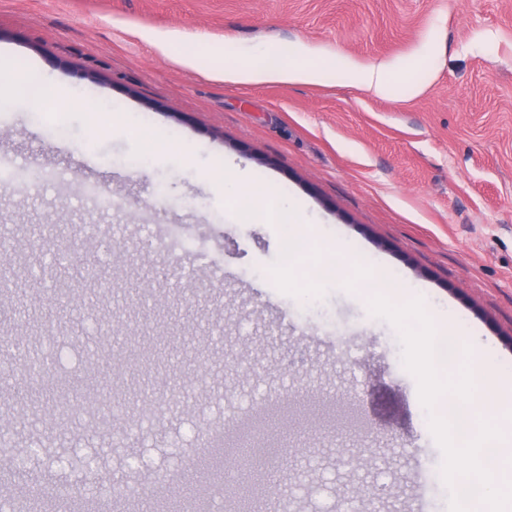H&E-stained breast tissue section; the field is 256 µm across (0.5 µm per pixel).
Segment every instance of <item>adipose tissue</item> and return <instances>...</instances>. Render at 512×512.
<instances>
[{"label":"adipose tissue","instance_id":"1","mask_svg":"<svg viewBox=\"0 0 512 512\" xmlns=\"http://www.w3.org/2000/svg\"><path fill=\"white\" fill-rule=\"evenodd\" d=\"M150 42L164 55L191 71L213 69L220 65L224 76L238 83L258 84L266 82H304L317 84L325 75L324 64L310 59L301 47H293L287 60L271 62L270 47L253 50L250 59L239 60L225 54L219 44L184 43L173 36H154Z\"/></svg>","mask_w":512,"mask_h":512}]
</instances>
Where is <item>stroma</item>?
Returning a JSON list of instances; mask_svg holds the SVG:
<instances>
[{
  "mask_svg": "<svg viewBox=\"0 0 512 512\" xmlns=\"http://www.w3.org/2000/svg\"><path fill=\"white\" fill-rule=\"evenodd\" d=\"M158 33L386 63L392 91L338 69L320 84H236L162 55L147 40ZM30 64L47 93L86 109L44 124L14 94ZM0 98V168L17 172L0 181V237L33 258L55 224L72 245L48 257L58 278L13 267L0 337L49 355L52 321L83 340L69 376L106 373L135 408L126 438L110 439L108 415L90 413L93 383L68 418L80 440L40 416L16 426L13 447L47 452L0 472V505L62 484L89 512H276L281 495L290 512H449L397 329L341 287L281 293L268 268L285 225L240 221L218 180L240 168L274 183L317 228L323 260L387 275L403 300L475 335L488 382L512 375V0H0ZM90 107L129 114L172 152L143 157L120 124L90 131ZM83 259L111 289L81 285ZM151 336L175 356L145 397L111 357ZM189 346L208 394L171 406L166 389L195 368ZM203 417L222 419L227 446L259 426L276 467L217 478L185 464Z\"/></svg>",
  "mask_w": 512,
  "mask_h": 512,
  "instance_id": "stroma-1",
  "label": "stroma"
}]
</instances>
